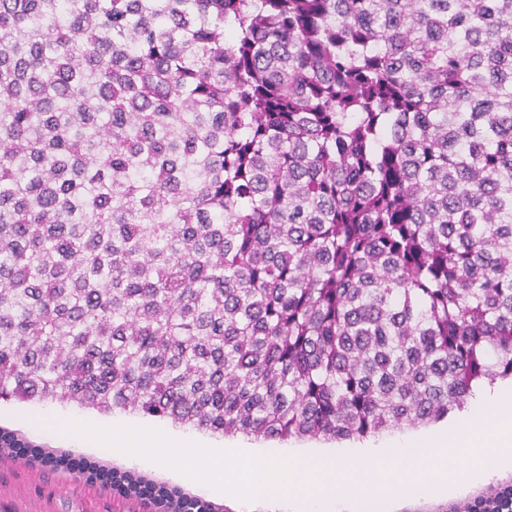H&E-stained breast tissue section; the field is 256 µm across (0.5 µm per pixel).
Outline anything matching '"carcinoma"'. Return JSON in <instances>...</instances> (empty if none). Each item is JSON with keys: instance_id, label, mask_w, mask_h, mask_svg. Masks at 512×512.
I'll return each instance as SVG.
<instances>
[{"instance_id": "cac0c4a2", "label": "carcinoma", "mask_w": 512, "mask_h": 512, "mask_svg": "<svg viewBox=\"0 0 512 512\" xmlns=\"http://www.w3.org/2000/svg\"><path fill=\"white\" fill-rule=\"evenodd\" d=\"M498 379L512 0H0V400L362 439Z\"/></svg>"}]
</instances>
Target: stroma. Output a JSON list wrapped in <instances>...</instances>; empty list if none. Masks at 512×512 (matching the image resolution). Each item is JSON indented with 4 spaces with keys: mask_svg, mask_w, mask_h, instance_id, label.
<instances>
[{
    "mask_svg": "<svg viewBox=\"0 0 512 512\" xmlns=\"http://www.w3.org/2000/svg\"><path fill=\"white\" fill-rule=\"evenodd\" d=\"M46 419L71 417L91 420L103 426L130 424L167 430L180 439L193 440L216 448H246L251 450L336 448V439L293 440L287 443L276 439L247 437L241 434L222 436L196 428L172 423L147 415L114 411L101 414L74 405L60 406L53 403L12 400L0 401V427L20 431L29 440L67 452L74 458L96 463L108 468L132 470L147 475L156 482L178 486L199 495L226 512H240L238 499L212 488L185 480L181 474L163 467L127 458L106 448L93 447L89 442L31 426L29 415ZM0 512H155L154 503L146 497L125 496L113 492L109 484L76 477L63 467L39 465L28 458L0 457Z\"/></svg>",
    "mask_w": 512,
    "mask_h": 512,
    "instance_id": "stroma-1",
    "label": "stroma"
}]
</instances>
